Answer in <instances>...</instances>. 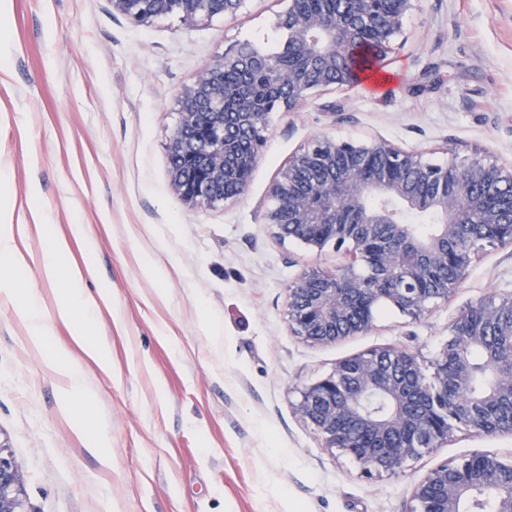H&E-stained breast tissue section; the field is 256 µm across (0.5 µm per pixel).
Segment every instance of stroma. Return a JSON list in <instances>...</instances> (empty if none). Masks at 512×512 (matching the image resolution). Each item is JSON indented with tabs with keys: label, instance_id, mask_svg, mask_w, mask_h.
<instances>
[{
	"label": "stroma",
	"instance_id": "1",
	"mask_svg": "<svg viewBox=\"0 0 512 512\" xmlns=\"http://www.w3.org/2000/svg\"><path fill=\"white\" fill-rule=\"evenodd\" d=\"M287 0H245L234 17L134 25L110 0H12L11 74L0 81V202L17 224L37 205L86 225L108 289L94 335L112 370H92L88 429L106 421L103 468L57 409L58 381L0 299V439L24 477L29 512H407L432 468L512 454V434L454 431L404 472L361 476L322 448L294 406L337 361L384 346L431 361L480 298L512 292V246L487 248L448 302L420 321L387 306L370 331L312 346L287 325L288 288L350 264L344 252L280 241L268 190L314 134L387 138L426 152L478 149L512 165V0H416L380 76L273 113L246 193L188 207L169 188L167 144L181 89L228 48L279 51ZM21 289L54 306L36 232L20 241Z\"/></svg>",
	"mask_w": 512,
	"mask_h": 512
}]
</instances>
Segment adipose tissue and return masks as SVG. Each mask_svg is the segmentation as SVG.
<instances>
[{
	"label": "adipose tissue",
	"mask_w": 512,
	"mask_h": 512,
	"mask_svg": "<svg viewBox=\"0 0 512 512\" xmlns=\"http://www.w3.org/2000/svg\"><path fill=\"white\" fill-rule=\"evenodd\" d=\"M34 220L44 248L43 277L50 283L66 280L68 294L54 309H46L38 297L21 292L15 275L0 279V295L15 302L17 315L26 328L29 346L40 354L45 368L57 377L60 412L72 420L76 434L83 436L86 447L106 466L111 462L106 430L101 428L95 435H86L83 420L76 409L94 402L96 398L89 384V365H96L105 372L112 369L109 345L91 336L93 316L100 303L108 300L109 294L103 288L94 293L88 292L83 286V270L67 268L61 263L70 240L84 237V225H70L68 233L62 234L53 231L48 216L44 214H35ZM58 323L67 327L69 341L53 340L54 326Z\"/></svg>",
	"instance_id": "ef3b65f1"
}]
</instances>
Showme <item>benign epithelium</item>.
Returning a JSON list of instances; mask_svg holds the SVG:
<instances>
[{
	"instance_id": "1",
	"label": "benign epithelium",
	"mask_w": 512,
	"mask_h": 512,
	"mask_svg": "<svg viewBox=\"0 0 512 512\" xmlns=\"http://www.w3.org/2000/svg\"><path fill=\"white\" fill-rule=\"evenodd\" d=\"M332 14L279 15L290 61L261 51L228 50L178 95L180 119L168 146L170 188L191 207H214L247 190L274 112L313 94L349 85L346 63L366 45L385 58L413 0H335ZM135 25L178 13L193 21L235 16L243 0H111ZM239 79L224 85V71ZM267 78L259 91L253 75ZM266 221L280 239L321 251L343 250L361 262L301 274L288 288L291 333L317 346L368 332L390 304L418 321L448 301L486 245H512V167L478 153L435 164L423 153L373 137L363 142L319 134L303 144L269 190ZM432 217L426 234L403 219ZM485 352L483 387L473 355ZM427 375L415 351L381 347L336 362L306 386L295 405L322 447L352 458L365 475L396 473L448 443L454 429L512 433V292L478 300L454 320L448 343ZM455 393L448 404V391ZM481 492L493 512H512V457L475 453L431 469L414 487L409 512H468ZM0 512H29L23 478L0 442Z\"/></svg>"
}]
</instances>
